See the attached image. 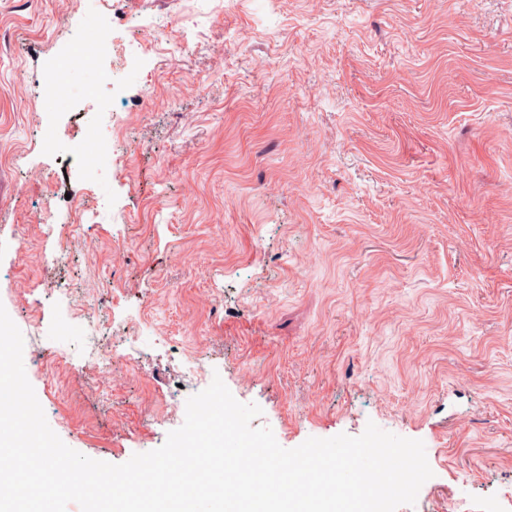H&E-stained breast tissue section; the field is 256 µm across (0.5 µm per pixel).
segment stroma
<instances>
[{
  "label": "stroma",
  "instance_id": "stroma-1",
  "mask_svg": "<svg viewBox=\"0 0 512 512\" xmlns=\"http://www.w3.org/2000/svg\"><path fill=\"white\" fill-rule=\"evenodd\" d=\"M100 26L114 49L46 98ZM158 28L178 49L138 60ZM64 235L93 255L58 264ZM66 288L129 371L85 358ZM14 295L27 378L87 457L162 446L197 351L282 447L423 441L398 512H512V0H0Z\"/></svg>",
  "mask_w": 512,
  "mask_h": 512
}]
</instances>
